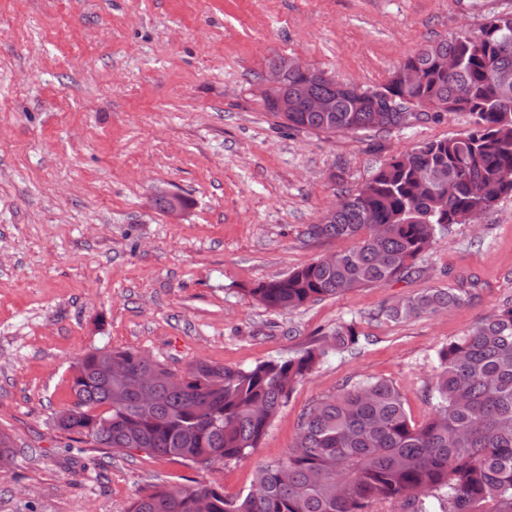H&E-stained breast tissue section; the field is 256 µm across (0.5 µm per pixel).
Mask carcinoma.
<instances>
[{
	"mask_svg": "<svg viewBox=\"0 0 512 512\" xmlns=\"http://www.w3.org/2000/svg\"><path fill=\"white\" fill-rule=\"evenodd\" d=\"M458 60L448 70V58ZM423 72L414 88L394 72L381 96L404 105L382 129L427 120L410 106L446 105L468 112L474 130L418 145L386 162L325 220L315 239L353 240L288 274L249 289L272 311H292L356 288L385 285L411 273L417 258L455 224L512 195V15H493L475 32L426 45L402 62ZM311 78L310 91L335 102L333 112L267 111L290 129L370 131L374 99ZM465 282L429 288L380 311L403 321L449 311L466 300ZM354 322L288 359L253 366L191 364L164 382L168 368L129 349L96 348L72 366L74 401L59 426L95 448H142L151 456L209 466L245 459L258 447L295 386L327 356L358 342ZM110 361L153 376L144 407L137 393L108 381ZM430 414L415 422L390 380L361 377L310 406L288 454L261 466L253 488L226 497L198 482L159 487L127 512H368L377 503L400 512H512V301L436 353L428 389Z\"/></svg>",
	"mask_w": 512,
	"mask_h": 512,
	"instance_id": "cac0c4a2",
	"label": "carcinoma"
}]
</instances>
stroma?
Listing matches in <instances>:
<instances>
[{
    "mask_svg": "<svg viewBox=\"0 0 512 512\" xmlns=\"http://www.w3.org/2000/svg\"><path fill=\"white\" fill-rule=\"evenodd\" d=\"M506 13L512 0H0V432L15 450L0 512H126L197 481L248 492L305 409L363 376L393 381L425 418L437 351L512 299V197L454 225L415 274L266 310L249 288L337 250L308 235L323 211L392 157L474 123L441 112L391 131L288 129L262 79L285 57L378 90L423 45ZM168 192L191 201L180 221L154 203ZM470 275L479 288L449 312L379 314ZM351 320L359 344L296 386L245 460L201 469L57 425L89 350L132 349L176 373L248 366Z\"/></svg>",
    "mask_w": 512,
    "mask_h": 512,
    "instance_id": "obj_1",
    "label": "stroma"
}]
</instances>
